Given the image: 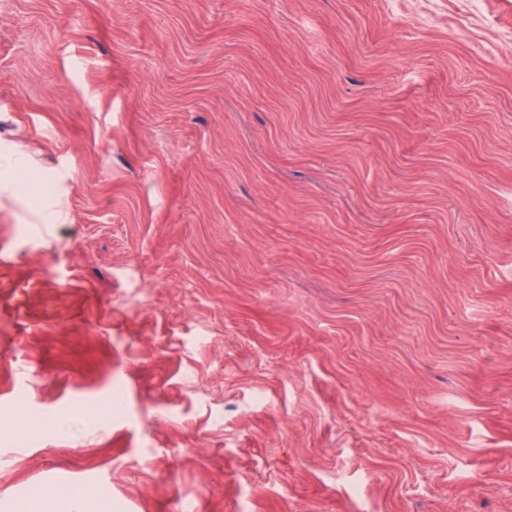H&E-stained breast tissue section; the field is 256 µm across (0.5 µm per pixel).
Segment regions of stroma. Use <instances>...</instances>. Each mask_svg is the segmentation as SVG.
I'll return each instance as SVG.
<instances>
[{"label":"stroma","instance_id":"35a3bbf8","mask_svg":"<svg viewBox=\"0 0 512 512\" xmlns=\"http://www.w3.org/2000/svg\"><path fill=\"white\" fill-rule=\"evenodd\" d=\"M0 149V512H512V0H0ZM42 428V422L24 413L22 416L9 417L0 420V432L9 433L15 437H26ZM90 497L91 492L84 491L78 496H62L52 492L45 495L43 500L19 498L11 502L10 512H88Z\"/></svg>","mask_w":512,"mask_h":512}]
</instances>
